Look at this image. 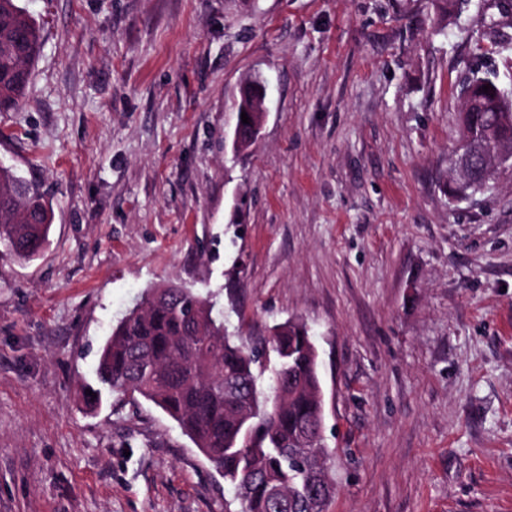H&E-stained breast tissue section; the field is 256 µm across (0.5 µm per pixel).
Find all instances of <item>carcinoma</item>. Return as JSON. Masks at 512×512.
Segmentation results:
<instances>
[{"label":"carcinoma","instance_id":"obj_1","mask_svg":"<svg viewBox=\"0 0 512 512\" xmlns=\"http://www.w3.org/2000/svg\"><path fill=\"white\" fill-rule=\"evenodd\" d=\"M39 25L16 0H0V112L17 109L40 53ZM491 85L488 91L482 87ZM457 143L473 153L459 186L481 194L497 173L492 161L512 145V101L497 80L464 83ZM257 85L242 90L246 113L237 150L254 142L260 122ZM52 222L49 202L31 182L0 167V255L30 261L44 248ZM100 387L165 412L236 490L235 512H325L335 488L323 482L331 451L324 432L325 400L315 343L289 320L252 344L228 334L223 313L190 288H150L112 327L98 359Z\"/></svg>","mask_w":512,"mask_h":512}]
</instances>
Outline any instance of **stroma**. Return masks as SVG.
Here are the masks:
<instances>
[{"instance_id":"stroma-1","label":"stroma","mask_w":512,"mask_h":512,"mask_svg":"<svg viewBox=\"0 0 512 512\" xmlns=\"http://www.w3.org/2000/svg\"><path fill=\"white\" fill-rule=\"evenodd\" d=\"M42 48L0 166L53 208L0 257V512H231L234 489L99 350L145 291L192 288L253 342L317 346L328 512H512V169L453 201L458 86L496 0H18ZM266 84L257 141L235 104ZM258 98V90L255 81H250L242 90L240 95V101L237 105V118L242 126L243 136L233 143L234 149H242L249 147L255 140L253 135L254 126L260 122V114L258 107L260 105ZM245 111L249 117V124L242 123L241 113Z\"/></svg>"}]
</instances>
